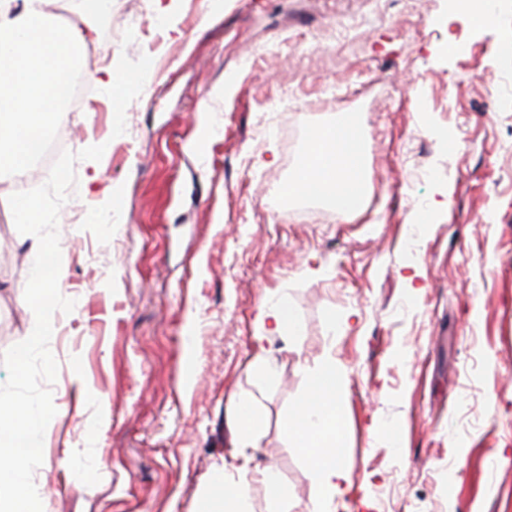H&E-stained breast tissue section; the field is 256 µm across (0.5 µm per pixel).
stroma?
Masks as SVG:
<instances>
[{
	"mask_svg": "<svg viewBox=\"0 0 512 512\" xmlns=\"http://www.w3.org/2000/svg\"><path fill=\"white\" fill-rule=\"evenodd\" d=\"M499 12L478 27L453 0H173L162 16L114 0L86 56L133 80L118 104L93 84V117L52 131L105 152L76 163V212L58 219L75 308L52 317L43 512H195L234 461L244 394L263 418L254 465L307 512L316 482L281 424L328 359L350 480L336 512H512V0ZM301 32L335 52L295 45ZM343 113L366 146L362 211L282 202ZM15 190L0 179V354L35 324ZM263 302L290 308L298 335L256 343Z\"/></svg>",
	"mask_w": 512,
	"mask_h": 512,
	"instance_id": "35a3bbf8",
	"label": "stroma"
}]
</instances>
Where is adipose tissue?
I'll return each instance as SVG.
<instances>
[{
	"mask_svg": "<svg viewBox=\"0 0 512 512\" xmlns=\"http://www.w3.org/2000/svg\"><path fill=\"white\" fill-rule=\"evenodd\" d=\"M50 0H0V174L22 178L34 169L51 137L53 125L66 112L77 57L95 32L92 18L62 23L48 9ZM363 145L353 116L318 131L307 154L289 178V197L331 200L342 213L356 212L365 193ZM283 431L317 478L310 512H335L337 497L349 484L340 463L343 417L339 409L336 367L322 366L302 400L283 423ZM255 473L270 499L287 502L288 491L274 466L236 472L215 466L197 512H250L245 484L234 474Z\"/></svg>",
	"mask_w": 512,
	"mask_h": 512,
	"instance_id": "ef3b65f1",
	"label": "adipose tissue"
}]
</instances>
